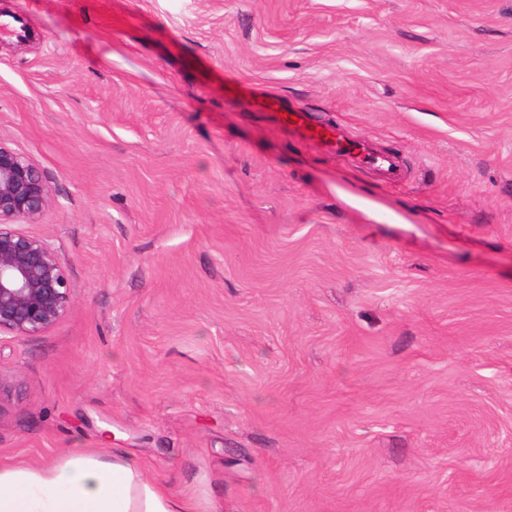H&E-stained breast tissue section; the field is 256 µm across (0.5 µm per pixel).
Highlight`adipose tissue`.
<instances>
[{"instance_id":"adipose-tissue-1","label":"adipose tissue","mask_w":512,"mask_h":512,"mask_svg":"<svg viewBox=\"0 0 512 512\" xmlns=\"http://www.w3.org/2000/svg\"><path fill=\"white\" fill-rule=\"evenodd\" d=\"M221 501L177 495L121 452L78 451L36 464L0 462V512H223Z\"/></svg>"}]
</instances>
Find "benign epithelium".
Returning <instances> with one entry per match:
<instances>
[{
    "label": "benign epithelium",
    "instance_id": "7a95c632",
    "mask_svg": "<svg viewBox=\"0 0 512 512\" xmlns=\"http://www.w3.org/2000/svg\"><path fill=\"white\" fill-rule=\"evenodd\" d=\"M49 203L37 164L0 143V335L40 336L71 309L70 276L57 251L19 228Z\"/></svg>",
    "mask_w": 512,
    "mask_h": 512
}]
</instances>
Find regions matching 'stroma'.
<instances>
[{
    "mask_svg": "<svg viewBox=\"0 0 512 512\" xmlns=\"http://www.w3.org/2000/svg\"><path fill=\"white\" fill-rule=\"evenodd\" d=\"M17 17L0 142L73 303L0 336V459L116 448L224 512H512V0Z\"/></svg>",
    "mask_w": 512,
    "mask_h": 512,
    "instance_id": "35a3bbf8",
    "label": "stroma"
}]
</instances>
